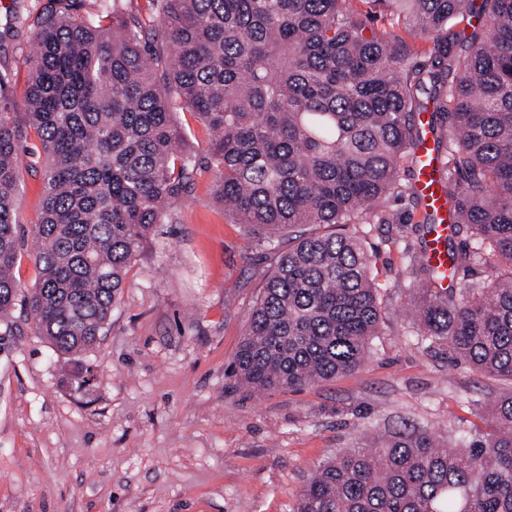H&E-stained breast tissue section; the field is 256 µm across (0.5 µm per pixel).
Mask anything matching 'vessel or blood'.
I'll use <instances>...</instances> for the list:
<instances>
[{
    "label": "vessel or blood",
    "instance_id": "vessel-or-blood-1",
    "mask_svg": "<svg viewBox=\"0 0 512 512\" xmlns=\"http://www.w3.org/2000/svg\"><path fill=\"white\" fill-rule=\"evenodd\" d=\"M422 137L413 147V185L421 197L423 210L434 217V231L429 238L426 260L440 271L448 269V233L456 221L455 213L448 206V199L441 181L443 159L436 145L431 112L419 115Z\"/></svg>",
    "mask_w": 512,
    "mask_h": 512
}]
</instances>
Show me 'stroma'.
Wrapping results in <instances>:
<instances>
[{
  "label": "stroma",
  "mask_w": 512,
  "mask_h": 512,
  "mask_svg": "<svg viewBox=\"0 0 512 512\" xmlns=\"http://www.w3.org/2000/svg\"><path fill=\"white\" fill-rule=\"evenodd\" d=\"M49 8L0 0V71L12 75L5 105L19 115L34 30L9 22ZM177 121L195 156L194 189L129 269L84 356L96 373L88 391L62 386V356L24 310L13 313L15 334L0 345V512H294L318 465L376 432L417 428L451 448L491 432L487 406L512 382L415 338L406 302L424 282L411 263L424 245V212L405 194L384 203L386 223L357 227L383 302L368 360L300 389L240 384L235 354L274 254L216 202L207 128L187 112ZM24 147L15 275L28 293L38 280L43 184L37 136Z\"/></svg>",
  "instance_id": "1"
}]
</instances>
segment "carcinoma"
Instances as JSON below:
<instances>
[{"label": "carcinoma", "instance_id": "obj_1", "mask_svg": "<svg viewBox=\"0 0 512 512\" xmlns=\"http://www.w3.org/2000/svg\"><path fill=\"white\" fill-rule=\"evenodd\" d=\"M366 0H126L98 13L38 15L27 58L28 127L40 141L39 279L21 296L14 213L25 130L0 106V336L25 306L69 357L68 379H95L82 355L103 335L129 268L196 168L176 110L212 133L214 195L236 223L288 241L256 302L234 371L256 390L296 389L359 367L382 319L373 254L346 229L386 222L380 206L413 163L416 116L436 104L448 142V276L495 260L486 285L435 288L423 255L411 289L417 335L512 381V0H481L467 37L449 24L473 0H371L433 47L412 60L397 35L367 28ZM495 428L448 450L403 430L318 466L296 512H512V393L489 406Z\"/></svg>", "mask_w": 512, "mask_h": 512}]
</instances>
